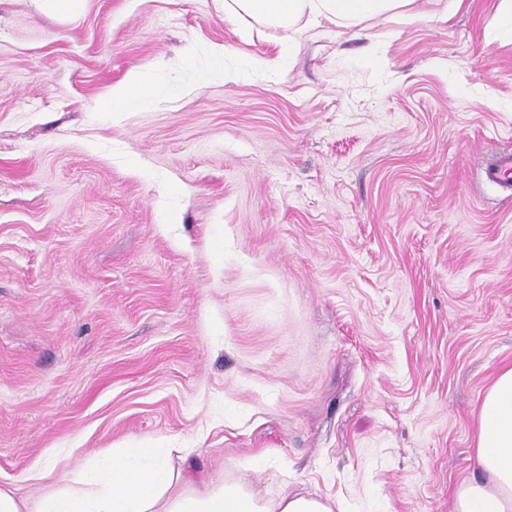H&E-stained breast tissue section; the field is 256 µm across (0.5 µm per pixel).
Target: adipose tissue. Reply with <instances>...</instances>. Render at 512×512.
Returning <instances> with one entry per match:
<instances>
[{
  "label": "adipose tissue",
  "mask_w": 512,
  "mask_h": 512,
  "mask_svg": "<svg viewBox=\"0 0 512 512\" xmlns=\"http://www.w3.org/2000/svg\"><path fill=\"white\" fill-rule=\"evenodd\" d=\"M416 0H224V15L251 20L256 30L277 33L275 59H254L257 69L280 71L295 36L328 22L343 28L373 19H418ZM150 68L131 73L102 106L120 112L150 102ZM476 468L455 489L452 512H512V366L502 367L486 391L476 418ZM182 474L173 451L140 444L117 448L102 472L63 475L46 484L36 502L0 487V512H333L319 495L275 498L239 483L221 482L175 492Z\"/></svg>",
  "instance_id": "adipose-tissue-1"
}]
</instances>
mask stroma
Masks as SVG:
<instances>
[{
	"label": "stroma",
	"mask_w": 512,
	"mask_h": 512,
	"mask_svg": "<svg viewBox=\"0 0 512 512\" xmlns=\"http://www.w3.org/2000/svg\"><path fill=\"white\" fill-rule=\"evenodd\" d=\"M36 2L0 0V486L152 440L192 488L452 512L512 364L502 0L303 29L278 75L224 0ZM153 85L151 67L131 73L119 86L113 88L111 97L102 102L106 112H121L129 106L151 101ZM512 153L499 154L488 161L483 167V178L486 182L500 187L511 185Z\"/></svg>",
	"instance_id": "35a3bbf8"
}]
</instances>
